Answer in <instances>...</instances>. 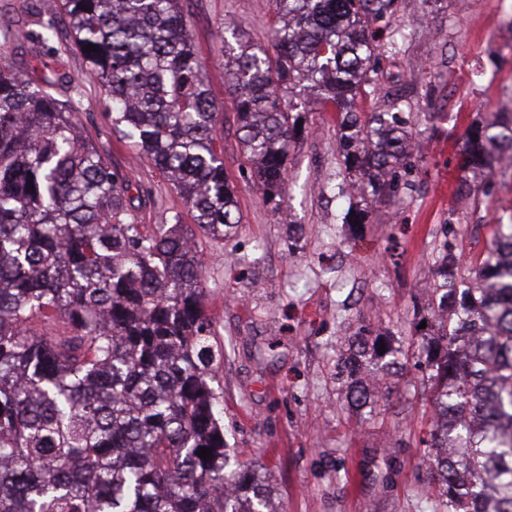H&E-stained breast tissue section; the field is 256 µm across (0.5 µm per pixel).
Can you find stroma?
<instances>
[{"label":"stroma","mask_w":512,"mask_h":512,"mask_svg":"<svg viewBox=\"0 0 512 512\" xmlns=\"http://www.w3.org/2000/svg\"><path fill=\"white\" fill-rule=\"evenodd\" d=\"M190 41L203 62L224 139V167L237 190L235 235L201 242L207 278L206 312L223 349L217 368L224 437L238 458L256 461L282 512H435L423 438L433 408L421 380L379 401L373 415L345 406L336 358L347 347L348 322L382 323L410 343L434 283L437 248L462 257L460 276L487 254L491 226L512 216V169L494 174L491 194L456 190L462 136L475 120L512 112V0H398L384 50L380 97H398L416 152L408 185L375 208L358 238L345 239L349 199L336 162L331 114L310 103L309 127L288 157L282 210L272 209L255 182L237 132L224 78L232 36L269 46L271 0H181ZM57 17L56 51L38 64L29 45L0 55L32 77L62 69L82 88L77 131L106 162L132 174L145 195L133 202L140 224H192L183 200L163 175L111 128L85 58L72 50L60 0H38Z\"/></svg>","instance_id":"obj_1"}]
</instances>
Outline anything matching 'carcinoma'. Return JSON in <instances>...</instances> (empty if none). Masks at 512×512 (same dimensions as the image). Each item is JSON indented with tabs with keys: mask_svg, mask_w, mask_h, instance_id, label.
I'll return each mask as SVG.
<instances>
[{
	"mask_svg": "<svg viewBox=\"0 0 512 512\" xmlns=\"http://www.w3.org/2000/svg\"><path fill=\"white\" fill-rule=\"evenodd\" d=\"M396 0H272L271 48H230L225 80L264 201L281 206L291 142L312 97L336 113L337 160L364 225L398 188L412 150L399 109L365 114L369 63ZM70 49L108 100L112 130L194 212L150 229L130 214L132 178L76 132L58 70L0 67V512H277L251 460L228 468L222 356L205 310L197 237L238 224L217 107L180 0H62ZM53 21L6 32L48 44ZM93 44L96 51L86 50ZM296 92L283 108L284 93ZM512 122L472 123L462 172L489 178ZM440 245L423 339L434 426L423 440L443 512H512V224L460 280ZM336 360L352 411L402 375L404 352L360 322ZM385 347L380 352L379 347ZM211 458L198 456L201 448Z\"/></svg>",
	"mask_w": 512,
	"mask_h": 512,
	"instance_id": "cac0c4a2",
	"label": "carcinoma"
}]
</instances>
